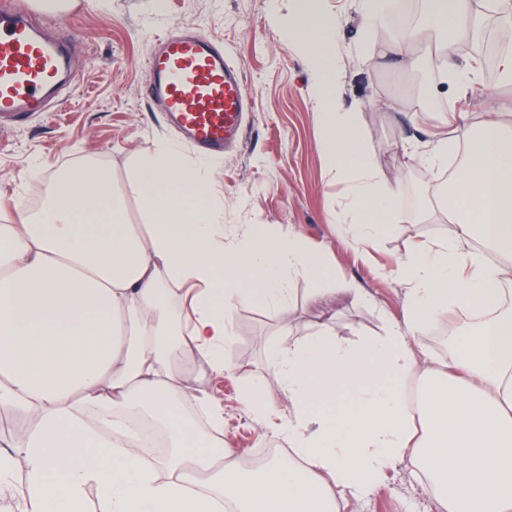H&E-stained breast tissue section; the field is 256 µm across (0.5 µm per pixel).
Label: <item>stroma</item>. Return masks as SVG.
<instances>
[{
    "label": "stroma",
    "instance_id": "1",
    "mask_svg": "<svg viewBox=\"0 0 512 512\" xmlns=\"http://www.w3.org/2000/svg\"><path fill=\"white\" fill-rule=\"evenodd\" d=\"M23 2L39 27L74 45L75 79L61 91L52 114L34 115L19 128L0 126V222H19L30 199L45 198L59 170L96 164L111 172L115 189L124 194L128 223H143V208L129 186L140 152L171 144L184 163L199 159L145 95L155 35L197 23L223 41L227 57L242 67L250 99L247 126L233 149L211 157L208 172L224 206V222L274 225L278 234L298 236L320 250L336 271L335 290L312 303L310 281H290L289 335L280 333L274 308L256 302L234 307V333L224 349L227 368L205 378L202 387L224 410L225 446L249 467L266 439L240 404V387L273 384L264 362L267 351L301 340L317 324H328L340 338L385 335L388 319L401 317L406 296L396 262L416 243L444 238L448 213L442 198L458 168L454 151L441 168L410 162V155L427 151L447 132L449 112L469 113L471 124L479 125L512 101V88L483 76L463 94L433 68L397 70L381 63L387 40L365 20L361 0H322L326 20L337 28L342 99L363 109L367 154L396 188L403 207L424 214L418 224L396 216L363 257L332 233L331 218L342 208L346 188L333 178L317 145L310 63L284 33L296 0H166L161 15L153 12L152 0H112L106 9L93 0H75L60 13ZM355 288L362 298H353ZM449 328L459 335L473 325L456 309L416 332V349L427 367H442L453 357V350H439L431 340ZM338 507L339 512H438L423 474L407 458L391 464L381 487Z\"/></svg>",
    "mask_w": 512,
    "mask_h": 512
}]
</instances>
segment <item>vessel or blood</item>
Listing matches in <instances>:
<instances>
[{"label":"vessel or blood","mask_w":512,"mask_h":512,"mask_svg":"<svg viewBox=\"0 0 512 512\" xmlns=\"http://www.w3.org/2000/svg\"><path fill=\"white\" fill-rule=\"evenodd\" d=\"M148 64L146 96L190 146L214 154L235 141L247 97L239 65L218 43L187 25L158 36ZM68 67L66 46L47 39L25 8L0 6L1 121L20 124L44 111Z\"/></svg>","instance_id":"b4317fda"}]
</instances>
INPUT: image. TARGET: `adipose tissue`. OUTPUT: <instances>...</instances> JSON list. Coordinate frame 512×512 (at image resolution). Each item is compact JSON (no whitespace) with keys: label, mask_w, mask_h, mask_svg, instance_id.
Here are the masks:
<instances>
[{"label":"adipose tissue","mask_w":512,"mask_h":512,"mask_svg":"<svg viewBox=\"0 0 512 512\" xmlns=\"http://www.w3.org/2000/svg\"><path fill=\"white\" fill-rule=\"evenodd\" d=\"M428 3L388 51L411 67L408 45L429 43L432 64L466 88L478 66L459 64L457 46L475 34L474 2ZM289 29L312 54L319 147L347 187L337 234L366 251L400 201L365 152L360 108L339 96L321 0H298ZM450 124L423 156L441 167L452 144L467 143L448 186V233L398 261L401 319L378 338L339 339L320 323L269 351L274 386L245 385L239 400L288 453L253 473L225 447L223 409L201 382L225 368L235 303L276 307L286 329L290 279L334 281L310 245L225 225L207 162L181 163L171 146L136 160L146 223H127L111 173L87 165L57 179L38 212L0 224V412L21 423L0 450L11 512H216L223 502L231 512H336L337 498L377 488L406 456L442 512H512V310L501 290L512 282V113H491L474 134L458 117ZM477 235L488 254L470 250ZM180 291L191 299L186 322L168 309ZM454 306L478 316V328L409 408L405 386L424 373L413 336ZM133 405L166 429L171 451L158 471L129 440Z\"/></svg>","instance_id":"ef3b65f1"}]
</instances>
